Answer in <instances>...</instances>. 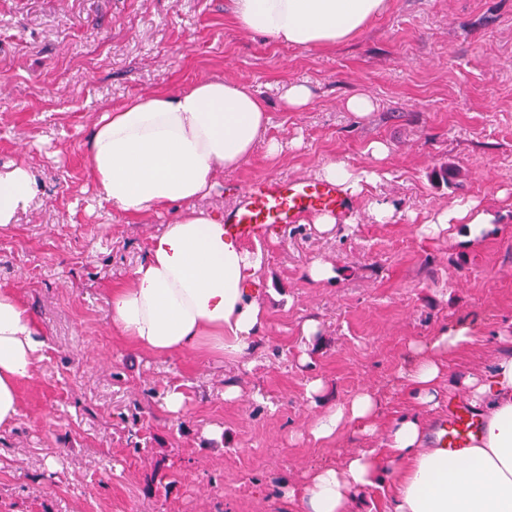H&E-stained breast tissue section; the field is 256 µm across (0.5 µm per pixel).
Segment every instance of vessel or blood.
<instances>
[{"label":"vessel or blood","mask_w":512,"mask_h":512,"mask_svg":"<svg viewBox=\"0 0 512 512\" xmlns=\"http://www.w3.org/2000/svg\"><path fill=\"white\" fill-rule=\"evenodd\" d=\"M352 201L343 188L330 181L265 176L250 181L237 206L224 213L226 232L243 241H259L280 225L298 223L311 212L350 211ZM479 424L469 409L460 407L442 420L440 444L449 452L467 447Z\"/></svg>","instance_id":"vessel-or-blood-1"}]
</instances>
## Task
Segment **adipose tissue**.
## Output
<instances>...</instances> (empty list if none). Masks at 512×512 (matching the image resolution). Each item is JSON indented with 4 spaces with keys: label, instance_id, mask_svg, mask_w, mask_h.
Returning a JSON list of instances; mask_svg holds the SVG:
<instances>
[{
    "label": "adipose tissue",
    "instance_id": "adipose-tissue-1",
    "mask_svg": "<svg viewBox=\"0 0 512 512\" xmlns=\"http://www.w3.org/2000/svg\"><path fill=\"white\" fill-rule=\"evenodd\" d=\"M387 7L388 0H233L244 29L279 44L323 49L355 39ZM269 126L262 99L247 81L231 78L138 95L96 120L86 165L101 200L129 216L174 213L107 299L113 332L140 351L169 356L205 349L236 360L264 332L265 306L253 288L263 252L243 248L226 234L223 215L197 202L257 146L271 156L281 152ZM36 193L26 164L0 169V226L14 223ZM494 219L489 209L458 201L426 231L449 230L472 246ZM475 341L472 326L457 322L415 347L399 373L408 408L389 422H382L381 399L370 387L319 411L309 427L315 440L331 443L350 431L379 445L348 453L337 465L311 467L285 485L299 512H361L366 493L384 484L391 512H512V336L499 337L489 367L449 377V358ZM44 345L33 313L14 293L0 291V428L18 417L20 386L33 378ZM453 392L481 421L455 457L437 444L435 415Z\"/></svg>",
    "mask_w": 512,
    "mask_h": 512
}]
</instances>
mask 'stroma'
<instances>
[{
    "mask_svg": "<svg viewBox=\"0 0 512 512\" xmlns=\"http://www.w3.org/2000/svg\"><path fill=\"white\" fill-rule=\"evenodd\" d=\"M231 2L0 0V166L25 163L38 184L0 227V290L46 341L19 417L0 429V512H298L282 483L377 445L315 441L318 408L369 385L384 418L402 413L398 370L442 324L479 329L453 374L488 365L496 336H512V0H391L333 49L252 34ZM215 77L252 85L283 151L257 147L204 207L232 208L251 179L314 176L332 161L377 175L335 232L291 224L261 242L267 327L235 363L207 350L156 357L113 335L108 292L169 217L100 203L85 164L105 109ZM294 83L312 93L299 112L282 101ZM354 94L373 99L368 116L346 110ZM459 199L499 211L477 247L422 230ZM376 202L392 208L389 223L371 216ZM317 260L337 278L309 280ZM310 318L321 331L309 347ZM316 378L325 393L313 403ZM229 384L241 389L230 402ZM172 390L184 395L178 415L165 407Z\"/></svg>",
    "mask_w": 512,
    "mask_h": 512,
    "instance_id": "35a3bbf8",
    "label": "stroma"
}]
</instances>
